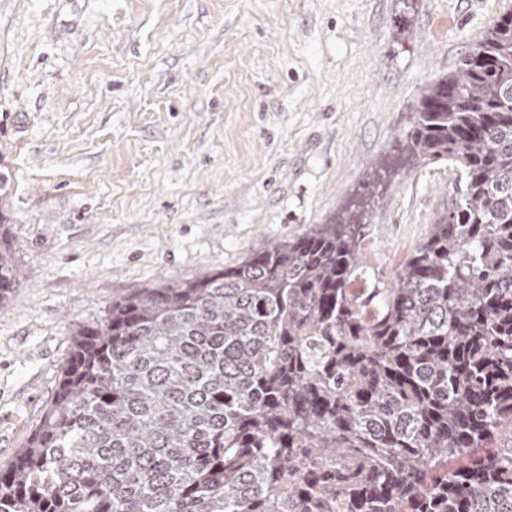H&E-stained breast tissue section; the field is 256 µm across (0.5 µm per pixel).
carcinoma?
<instances>
[{"mask_svg":"<svg viewBox=\"0 0 512 512\" xmlns=\"http://www.w3.org/2000/svg\"><path fill=\"white\" fill-rule=\"evenodd\" d=\"M401 154L460 190L391 287L350 288L357 225L315 224L113 301L0 512H512L511 9L426 86Z\"/></svg>","mask_w":512,"mask_h":512,"instance_id":"cac0c4a2","label":"carcinoma"}]
</instances>
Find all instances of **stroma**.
Masks as SVG:
<instances>
[{"label":"stroma","mask_w":512,"mask_h":512,"mask_svg":"<svg viewBox=\"0 0 512 512\" xmlns=\"http://www.w3.org/2000/svg\"><path fill=\"white\" fill-rule=\"evenodd\" d=\"M512 0H0V163L18 284L0 310V468L77 325L138 288L355 217L390 280L451 204L399 154L420 94Z\"/></svg>","instance_id":"stroma-1"}]
</instances>
